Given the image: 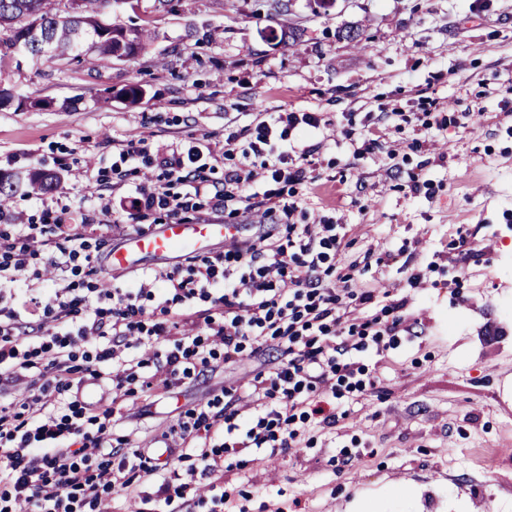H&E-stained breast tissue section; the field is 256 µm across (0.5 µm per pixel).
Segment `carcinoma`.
<instances>
[{"instance_id": "obj_1", "label": "carcinoma", "mask_w": 512, "mask_h": 512, "mask_svg": "<svg viewBox=\"0 0 512 512\" xmlns=\"http://www.w3.org/2000/svg\"><path fill=\"white\" fill-rule=\"evenodd\" d=\"M133 3L139 0H82L80 12L72 17L66 12V0H0V32H13L20 35L27 18L35 14L57 55L67 59L83 60L89 64L99 57L118 59L126 54L130 59L148 50L153 32L142 25L138 28L114 27L109 35H104L103 14L112 3ZM22 56L36 61L55 62V58L42 54L41 46L29 42H1L0 61L6 57ZM15 107L17 111L42 106L39 101L12 98L9 94L0 95V108ZM27 185L40 192L57 188L58 177L52 173L29 172L0 173V207L12 198L18 189Z\"/></svg>"}]
</instances>
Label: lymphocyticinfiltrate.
<instances>
[{
  "label": "lymphocytic infiltrate",
  "instance_id": "f902f5d3",
  "mask_svg": "<svg viewBox=\"0 0 512 512\" xmlns=\"http://www.w3.org/2000/svg\"><path fill=\"white\" fill-rule=\"evenodd\" d=\"M319 123L313 112L270 113L255 128L249 163L225 172L220 182L205 177L200 164L203 156H215V148L172 151L158 164L162 181L136 186L128 221L154 209L177 216L195 208L200 198L223 207L260 175L303 180L305 168L289 166L287 151L271 139L279 126L315 128ZM276 196V191H264L259 202L267 232L225 246L186 271L159 272L165 284L159 294L143 287L116 288L105 297L92 284L75 288L71 280L82 272L78 259L89 249L90 236L73 233L64 245L50 249V212L17 235L0 236V380L24 383L22 407L29 412L22 419L0 410V454L8 461L0 469V512H99L106 496L129 490L132 475L140 471L155 479L158 496L169 503L201 483L217 490L227 455L299 447L298 424L309 418L336 424L338 389L361 372L348 352L395 336L405 319L399 314L383 324L366 315L375 289L327 287L321 272L330 248L341 244L338 225L292 224L293 205ZM39 258L66 286L37 297L43 318L36 328L38 343L31 347L19 340L22 324L13 300L23 273ZM104 297L109 307H100ZM151 300L160 319L146 316L145 304ZM199 302L213 308L205 336L168 343L184 312ZM104 337L108 347L78 352L79 344ZM271 340L281 350L279 359L254 375L236 408L194 409L190 422L182 424L180 439L195 453L186 482H174V466L151 463L137 449L112 446L113 405L92 412L74 400L68 413L55 411V394L84 389L88 363H116L112 388L118 392L136 383L138 369L149 365L155 368L150 383L168 388L178 374L208 367L216 354L230 362L247 351L258 353ZM38 365L53 375V382L24 380V373ZM218 433L225 436L222 449L205 446V439ZM76 438L81 441L77 448L72 445Z\"/></svg>",
  "mask_w": 512,
  "mask_h": 512
}]
</instances>
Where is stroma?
Masks as SVG:
<instances>
[{"label":"stroma","mask_w":512,"mask_h":512,"mask_svg":"<svg viewBox=\"0 0 512 512\" xmlns=\"http://www.w3.org/2000/svg\"><path fill=\"white\" fill-rule=\"evenodd\" d=\"M288 15L264 0H170L151 14L112 6L115 26L150 21V50L96 67L74 62L0 66V86L45 101L0 110V173L52 170L57 189L19 190L0 232L42 211L71 207L94 224V281L131 287L190 258L146 256L103 277L108 248L167 220L140 223L101 210L132 196L155 167L134 166L123 143L148 156L223 143L263 112H314L318 128L289 129L308 149L300 182L280 183L294 224L342 225L344 248L326 284L350 275L384 288L369 307L392 321L390 300L411 333L384 350L348 357L365 385L342 392L335 426L305 427L300 450L227 456L223 500L199 491L165 506L107 498L108 512H346L355 496L407 485L408 501L381 512H512V0H290ZM363 39H342L347 28ZM139 86L143 96L121 91ZM260 362L211 361L170 391L127 397L112 441L154 449L178 441L185 413L231 402Z\"/></svg>","instance_id":"stroma-1"}]
</instances>
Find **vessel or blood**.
<instances>
[{"label": "vessel or blood", "mask_w": 512, "mask_h": 512, "mask_svg": "<svg viewBox=\"0 0 512 512\" xmlns=\"http://www.w3.org/2000/svg\"><path fill=\"white\" fill-rule=\"evenodd\" d=\"M239 239L235 224H196L176 221L160 225L145 234L129 235L125 243L110 250L103 259L104 272L136 269L142 257L151 254L165 257L171 254L207 252L210 245L229 244Z\"/></svg>", "instance_id": "obj_1"}]
</instances>
